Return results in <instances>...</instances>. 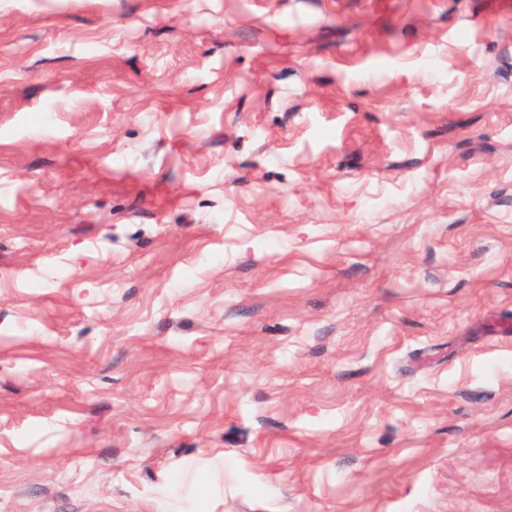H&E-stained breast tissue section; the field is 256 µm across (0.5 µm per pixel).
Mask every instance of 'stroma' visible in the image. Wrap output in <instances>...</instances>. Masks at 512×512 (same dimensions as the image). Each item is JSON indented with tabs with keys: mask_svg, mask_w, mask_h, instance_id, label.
I'll use <instances>...</instances> for the list:
<instances>
[{
	"mask_svg": "<svg viewBox=\"0 0 512 512\" xmlns=\"http://www.w3.org/2000/svg\"><path fill=\"white\" fill-rule=\"evenodd\" d=\"M0 512H512V4L0 0Z\"/></svg>",
	"mask_w": 512,
	"mask_h": 512,
	"instance_id": "stroma-1",
	"label": "stroma"
}]
</instances>
